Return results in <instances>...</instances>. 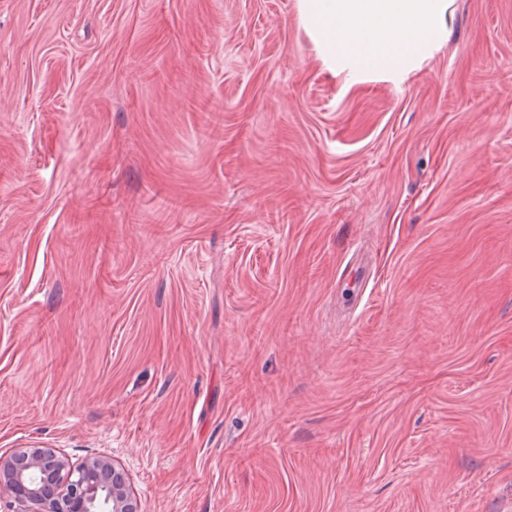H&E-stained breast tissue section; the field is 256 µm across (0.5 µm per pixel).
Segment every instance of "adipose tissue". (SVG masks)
Returning a JSON list of instances; mask_svg holds the SVG:
<instances>
[{
  "label": "adipose tissue",
  "instance_id": "adipose-tissue-1",
  "mask_svg": "<svg viewBox=\"0 0 512 512\" xmlns=\"http://www.w3.org/2000/svg\"><path fill=\"white\" fill-rule=\"evenodd\" d=\"M455 0H297L322 64L344 87L399 85L446 46Z\"/></svg>",
  "mask_w": 512,
  "mask_h": 512
}]
</instances>
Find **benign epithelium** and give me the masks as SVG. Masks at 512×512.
<instances>
[{"instance_id": "1", "label": "benign epithelium", "mask_w": 512, "mask_h": 512, "mask_svg": "<svg viewBox=\"0 0 512 512\" xmlns=\"http://www.w3.org/2000/svg\"><path fill=\"white\" fill-rule=\"evenodd\" d=\"M0 512H145L125 470L109 457L78 467L43 445L0 454Z\"/></svg>"}]
</instances>
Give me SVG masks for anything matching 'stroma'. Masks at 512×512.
<instances>
[{
    "mask_svg": "<svg viewBox=\"0 0 512 512\" xmlns=\"http://www.w3.org/2000/svg\"><path fill=\"white\" fill-rule=\"evenodd\" d=\"M146 512H512V0L343 88L296 0H0V453Z\"/></svg>",
    "mask_w": 512,
    "mask_h": 512,
    "instance_id": "35a3bbf8",
    "label": "stroma"
}]
</instances>
